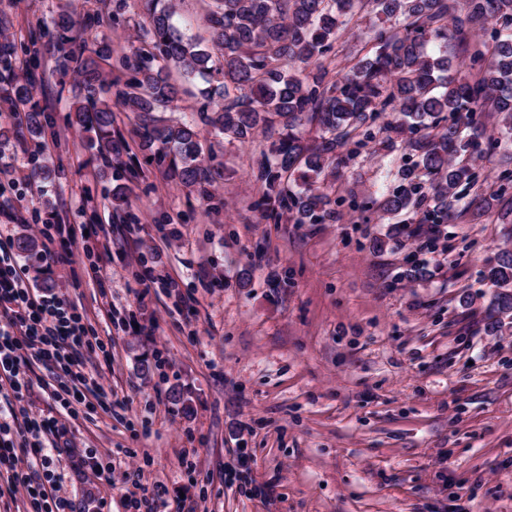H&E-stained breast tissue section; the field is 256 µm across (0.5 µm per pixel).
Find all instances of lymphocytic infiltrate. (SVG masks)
Instances as JSON below:
<instances>
[{
    "mask_svg": "<svg viewBox=\"0 0 512 512\" xmlns=\"http://www.w3.org/2000/svg\"><path fill=\"white\" fill-rule=\"evenodd\" d=\"M34 231L46 266L72 256L70 226L38 224ZM93 334L78 302L31 287L11 237L0 233V497L22 499L25 512H75L49 444L65 436L78 408L112 409L101 373L87 365ZM36 389L56 414L33 408Z\"/></svg>",
    "mask_w": 512,
    "mask_h": 512,
    "instance_id": "f902f5d3",
    "label": "lymphocytic infiltrate"
}]
</instances>
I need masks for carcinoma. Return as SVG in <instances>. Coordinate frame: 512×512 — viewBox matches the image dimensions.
<instances>
[{"label": "carcinoma", "instance_id": "obj_1", "mask_svg": "<svg viewBox=\"0 0 512 512\" xmlns=\"http://www.w3.org/2000/svg\"><path fill=\"white\" fill-rule=\"evenodd\" d=\"M211 2L210 47L203 48L180 31L173 6L159 9L146 0V47L126 58L134 77L116 91L99 63L111 49L94 48L86 38L94 19L62 13L40 31L39 40L78 63L71 122L94 134L90 146L107 167L126 151L125 142L112 137L114 106L137 114L140 136L155 148L158 162L202 196L211 175L198 163L199 125L239 142L261 129L272 136L256 174L267 188L266 218L323 224L336 219V201L317 183L357 131L386 112L382 139L392 144L409 132L405 149L415 161L398 171V186L379 204L381 218L391 220L429 196L435 206L427 221L445 224L476 183L470 159L482 151L484 130L475 114L489 107L512 122V0H463L461 7L449 0ZM363 12L401 24L395 32L377 33L369 51L341 68L330 56L336 33ZM488 22L505 32L490 50L469 38L472 28ZM450 38L470 48L472 64L487 65L475 75L461 74L448 58ZM173 71L206 84V103L195 118L161 116L178 94ZM6 94L13 110L25 113L29 134L40 136L42 110L33 103L31 81L10 84ZM448 112L456 119L444 120ZM307 122L318 131L312 144L302 132ZM485 279L495 289L493 311L512 313V252L499 253Z\"/></svg>", "mask_w": 512, "mask_h": 512}]
</instances>
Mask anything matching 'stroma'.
Segmentation results:
<instances>
[{"instance_id":"obj_1","label":"stroma","mask_w":512,"mask_h":512,"mask_svg":"<svg viewBox=\"0 0 512 512\" xmlns=\"http://www.w3.org/2000/svg\"><path fill=\"white\" fill-rule=\"evenodd\" d=\"M64 7L101 16L92 34L112 49V79L128 80L141 0H0V32L21 45ZM58 56L44 48L33 92L41 138L20 140L0 105V159L26 175L36 155L55 171L40 194L16 185L27 221L12 237L67 224L92 246L65 265L26 262L33 287L79 298L109 351L103 383L125 403L70 422L58 470L76 512H126L136 482L187 512H512V323L491 329L484 277L512 248V189L498 192L512 142L497 114L475 115L488 136L478 179L438 233H415L428 200L404 222L379 220L405 152L375 141L326 173L336 222L277 224L253 176L264 134H202L205 199L156 163L118 108L112 131L128 150L107 168L70 121L77 73L60 72ZM116 218L129 246L106 253L95 233ZM134 251L157 253L190 300L141 289ZM88 448L111 452V474L80 465Z\"/></svg>"}]
</instances>
